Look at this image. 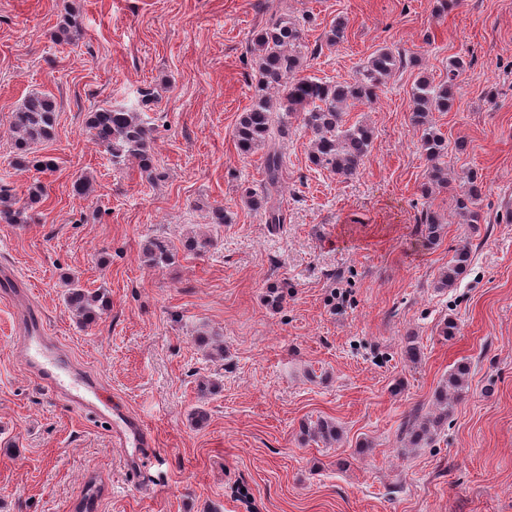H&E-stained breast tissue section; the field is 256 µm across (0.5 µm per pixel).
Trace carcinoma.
I'll use <instances>...</instances> for the list:
<instances>
[{
  "label": "carcinoma",
  "mask_w": 512,
  "mask_h": 512,
  "mask_svg": "<svg viewBox=\"0 0 512 512\" xmlns=\"http://www.w3.org/2000/svg\"><path fill=\"white\" fill-rule=\"evenodd\" d=\"M347 21L339 17L325 33V43L333 46L345 39ZM81 24L73 12H66L54 31L56 43L69 44L80 35ZM302 29L300 24L281 14L269 20L257 32L252 44V69L256 84L251 106L239 115L235 128L236 143L244 153L262 147L268 148L266 157L267 183L278 187L282 158L275 149L276 138L285 134L282 126L274 125V113H296L311 130L310 162L333 174L351 178L358 174L373 140V132L363 123L346 125L345 112L354 102L371 103L392 73L407 66V59L389 47L376 50L347 82L331 84L312 76L300 75ZM467 63L460 57L448 63V80L434 83L426 76L414 85L411 110L414 123L421 127L420 149L428 162L427 180L421 186L422 196L433 189L448 185V167L441 159L448 156V141L435 129L430 113L447 112L454 103L456 79L466 71ZM56 124V105L43 92H31L12 113L11 132L16 150L13 166L33 168L40 172L52 171L55 160L37 155L38 146L53 139ZM86 129L93 140L103 147L114 167L135 164L140 173L152 179L155 167L151 154L153 128L141 113L124 107H102L88 115ZM483 191V182L475 175L468 177V186L453 199L454 212L464 224H479L481 210L477 207ZM46 198L44 185L37 181L29 187L28 198L21 202L13 188L0 179V222L27 224L33 220L30 211ZM247 203L255 209H267L270 224H282L281 209L266 207V200L248 193ZM423 243L433 245L440 238L442 224L438 215L423 209L419 217ZM146 253L152 265L166 264L173 255L161 241H151ZM470 264V251L459 248L448 261V269L441 277V287L455 288ZM65 302L75 311L81 322L91 325L110 307L105 293L82 288L79 280H67ZM469 367L457 365L448 373V380L437 394L440 412L409 414L401 423L402 439L413 447L430 439L448 419L451 396L460 394L467 386ZM304 432L315 442L331 444L340 434L336 423L319 418L303 426Z\"/></svg>",
  "instance_id": "cac0c4a2"
}]
</instances>
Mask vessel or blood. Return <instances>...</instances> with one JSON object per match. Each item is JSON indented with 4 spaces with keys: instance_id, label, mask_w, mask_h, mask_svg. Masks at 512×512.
I'll return each instance as SVG.
<instances>
[{
    "instance_id": "obj_1",
    "label": "vessel or blood",
    "mask_w": 512,
    "mask_h": 512,
    "mask_svg": "<svg viewBox=\"0 0 512 512\" xmlns=\"http://www.w3.org/2000/svg\"><path fill=\"white\" fill-rule=\"evenodd\" d=\"M20 327L23 332V360L28 371L51 393L70 400L78 409L105 421L115 443L129 449V463L137 464L138 449L150 448L155 444L151 430L104 395L94 375L73 364L60 344L46 336L37 315L23 314Z\"/></svg>"
}]
</instances>
